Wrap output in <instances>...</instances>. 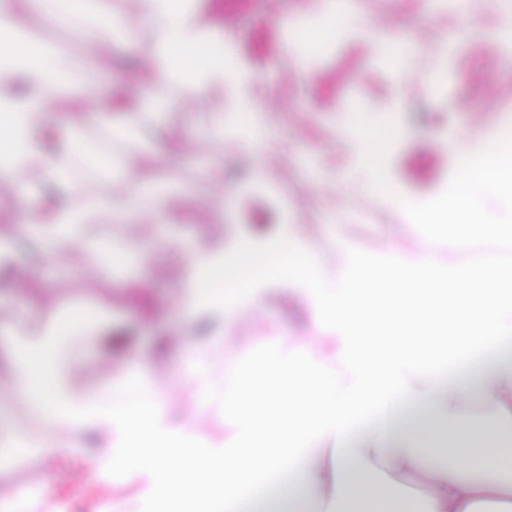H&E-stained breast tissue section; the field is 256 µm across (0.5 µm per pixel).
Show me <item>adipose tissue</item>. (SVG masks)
Listing matches in <instances>:
<instances>
[{
  "label": "adipose tissue",
  "mask_w": 512,
  "mask_h": 512,
  "mask_svg": "<svg viewBox=\"0 0 512 512\" xmlns=\"http://www.w3.org/2000/svg\"><path fill=\"white\" fill-rule=\"evenodd\" d=\"M29 12L58 24L85 16L76 46L61 51L31 41L23 20ZM142 17L157 41L135 113L117 127L87 109L67 149L47 153L41 103L61 91L74 99L88 93L103 30L118 24L126 40H136ZM223 48V38L198 28L172 0H138L133 15L125 0L104 10L95 0H0V181L19 184L23 222L47 255L62 259L71 232L103 214L163 209L168 198L153 187L119 198L88 193L79 206L60 207L47 220L41 191L27 178L30 166L62 187L71 184L70 154L84 155L97 169L110 166L111 155L86 131L136 147L180 98L240 85ZM494 182L512 188V154L493 162L465 154L453 193L436 209L402 201L419 231L409 252L381 244L368 251L337 239L343 286L326 277L324 249L294 233L260 249L242 241L228 253L196 250L194 286L177 311L182 320L204 311L233 323L231 303L259 306L274 266L308 313L304 335L288 337L287 355L271 344L225 360L223 440L171 419L167 388L136 358L129 366L134 400L126 399L123 383L108 393L72 392L59 364L68 336L85 324L72 314L28 320L11 345L16 372L9 391L48 430L70 431L72 447L95 434V475L120 467L136 476L135 507L110 500L99 512H228L234 499L252 493L296 453L299 485L310 490L315 512H486L490 505L512 512V359L490 363L467 382L439 376L449 355L489 345L512 349V262L489 260L476 249L480 241L512 244L511 224L475 217L480 195ZM452 213L455 224L439 232V221ZM398 393L419 418L391 422L388 409ZM476 403L485 422L468 415ZM64 453L51 437L34 445L22 428L0 433V463L38 468Z\"/></svg>",
  "instance_id": "ef3b65f1"
}]
</instances>
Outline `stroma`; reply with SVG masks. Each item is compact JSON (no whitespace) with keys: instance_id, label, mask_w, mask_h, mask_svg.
Wrapping results in <instances>:
<instances>
[{"instance_id":"stroma-1","label":"stroma","mask_w":512,"mask_h":512,"mask_svg":"<svg viewBox=\"0 0 512 512\" xmlns=\"http://www.w3.org/2000/svg\"><path fill=\"white\" fill-rule=\"evenodd\" d=\"M195 2L199 27L233 35L246 94L263 111V142L208 131L205 113L237 104L241 94L232 87L220 98L181 99L154 127L148 150H125L118 176L94 174L82 183L104 195L130 194L149 182L168 186L167 212L121 211L96 227L103 237L137 242L132 262L142 274L114 276L109 268L93 267L82 249L71 250L60 265L21 245L0 276V326L23 325L39 306L48 313L76 307L107 312L97 335L72 336L61 356L73 387L111 391L125 379L129 355H136L151 365L156 382L168 383L175 418L201 419L220 437L226 354L261 347L283 328L304 334L307 317L275 275L255 320L225 326L200 314L182 324L176 303L188 285L194 250L213 240L228 249L242 239L261 245L287 231L319 244L346 233L366 247L388 234L395 250H411L417 234L396 233L405 214L390 199L433 207L456 179L459 154L486 146L475 116L491 114L497 132L512 126V48L497 36L500 13L493 0L467 14L437 9L434 0H351L331 34L333 47L310 64L284 56L280 31L286 18L320 16L325 7L319 0ZM140 28L136 42L102 44L100 97L133 99L136 75L150 72L154 33L150 21ZM387 37L409 45L397 65L412 78L439 71L442 83L427 93L398 83L397 65L376 52ZM367 128L392 134L391 149L375 160L391 191L387 199L372 191L375 170L360 162ZM443 139L454 150H438ZM117 332L128 336V348H113L110 337ZM189 336L210 348L208 366L217 384L204 396L176 377L191 367L182 356ZM90 467L86 457L62 456L37 469L0 470V504L13 501L19 488L36 495L49 486L66 512H97L104 485L112 498L136 502L132 474L96 479Z\"/></svg>"}]
</instances>
